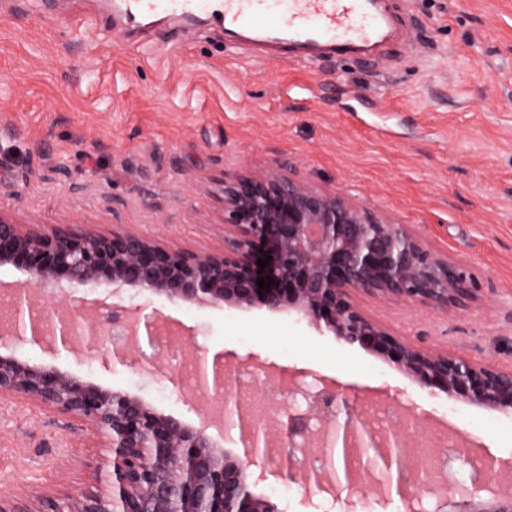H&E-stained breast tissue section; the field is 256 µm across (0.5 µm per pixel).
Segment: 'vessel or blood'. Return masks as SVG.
Here are the masks:
<instances>
[{
  "instance_id": "b4317fda",
  "label": "vessel or blood",
  "mask_w": 512,
  "mask_h": 512,
  "mask_svg": "<svg viewBox=\"0 0 512 512\" xmlns=\"http://www.w3.org/2000/svg\"><path fill=\"white\" fill-rule=\"evenodd\" d=\"M129 18L160 10L184 15L197 10L216 14L225 25L249 29L271 42L330 46L343 52L374 42L382 19L369 0H124Z\"/></svg>"
}]
</instances>
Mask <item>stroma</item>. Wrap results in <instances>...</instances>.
Masks as SVG:
<instances>
[{
  "instance_id": "35a3bbf8",
  "label": "stroma",
  "mask_w": 512,
  "mask_h": 512,
  "mask_svg": "<svg viewBox=\"0 0 512 512\" xmlns=\"http://www.w3.org/2000/svg\"><path fill=\"white\" fill-rule=\"evenodd\" d=\"M393 24L377 51L307 58L294 44L229 35L208 13L154 18L151 38L122 27L75 37L70 17L112 19L110 0H36L0 10V211L46 226L112 225L187 251L224 241V178L290 170L382 211L462 266L478 299L464 311L359 296L372 319L420 346L492 365L512 358V0H383ZM85 300L161 310L191 328L186 347L247 354L335 379L412 408L438 433L512 464V413L431 397L375 355L288 315L200 309L102 285ZM94 356L60 368L138 393L195 420L168 380ZM104 454L84 423L36 405L0 407V491L36 506L84 487Z\"/></svg>"
}]
</instances>
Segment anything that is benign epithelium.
Returning a JSON list of instances; mask_svg holds the SVG:
<instances>
[{"mask_svg":"<svg viewBox=\"0 0 512 512\" xmlns=\"http://www.w3.org/2000/svg\"><path fill=\"white\" fill-rule=\"evenodd\" d=\"M222 248L188 252L158 238L115 225L95 232L81 224L50 229L0 213V266L27 276L30 288L56 297L67 289L102 284L127 286L171 303L197 307L264 309L294 314L298 320L351 346L371 352L426 388L433 396L486 409L512 411V367L480 363L463 352L419 346L367 316L355 301L365 294L384 301L421 306L437 314L463 310L477 289L460 267L427 249L389 215L370 211L348 198L278 169L260 175L241 173L224 179ZM272 257L260 268L257 259ZM273 281L260 289L257 278ZM114 323L101 312L60 303L57 323L26 333L16 318L0 330V403L35 404L85 422L106 456L91 479L104 488L78 490L63 498L45 496L39 512H282L259 483L283 476L269 467V439L256 435L240 453L223 447L224 431L187 422L158 410L138 394L112 389L60 369L50 362L18 358L14 349L36 346L55 356L80 343L88 354L112 349L125 363L130 351L140 367L160 356L155 333L159 315L141 322V309L106 305ZM204 386L227 388L224 371L207 382V356L195 350ZM320 429L307 434L305 452L342 446L343 478L350 495L342 499L335 484L320 474L299 470L301 501L328 495L343 512H356L371 499L381 509L391 502L389 486L364 489L350 466L356 448H372L369 473L397 463L399 494L406 512L428 497L433 512H512V493L490 491L481 471L466 482H448L438 467L427 485L404 466L397 432L377 439L358 416V397L337 382L321 383L309 405Z\"/></svg>","mask_w":512,"mask_h":512,"instance_id":"7a95c632","label":"benign epithelium"}]
</instances>
